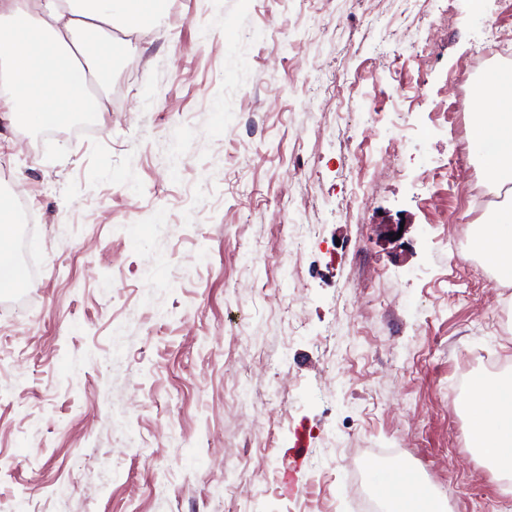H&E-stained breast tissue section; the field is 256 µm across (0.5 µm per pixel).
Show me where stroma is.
I'll return each instance as SVG.
<instances>
[{
    "instance_id": "35a3bbf8",
    "label": "stroma",
    "mask_w": 512,
    "mask_h": 512,
    "mask_svg": "<svg viewBox=\"0 0 512 512\" xmlns=\"http://www.w3.org/2000/svg\"><path fill=\"white\" fill-rule=\"evenodd\" d=\"M169 14L113 31L86 131L0 120L40 267L0 308V512H350L383 450L456 512H512L450 395L466 355L512 362V285L459 244L501 192L467 202L458 98L512 0Z\"/></svg>"
}]
</instances>
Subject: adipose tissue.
Returning a JSON list of instances; mask_svg holds the SVG:
<instances>
[{"mask_svg": "<svg viewBox=\"0 0 512 512\" xmlns=\"http://www.w3.org/2000/svg\"><path fill=\"white\" fill-rule=\"evenodd\" d=\"M170 0H0V112L45 125L64 124L79 113L102 111L101 97L79 90L109 64V45L86 41L88 33L122 25L155 27ZM482 112L473 119V141L484 158L487 182L512 184V70H496L483 81ZM13 223L0 203V292L25 282L14 264ZM481 250L512 280V205L486 221ZM473 436L498 471L512 475V375L478 383L466 410ZM377 486L391 512H439L429 488L408 467L384 471Z\"/></svg>", "mask_w": 512, "mask_h": 512, "instance_id": "1", "label": "adipose tissue"}]
</instances>
